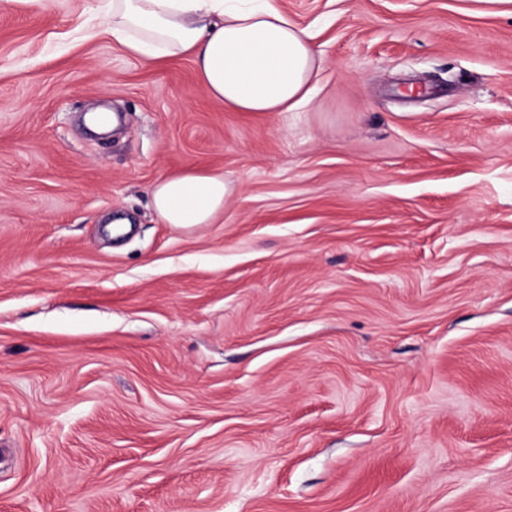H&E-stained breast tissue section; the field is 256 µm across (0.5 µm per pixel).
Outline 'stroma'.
Instances as JSON below:
<instances>
[{
  "instance_id": "stroma-1",
  "label": "stroma",
  "mask_w": 512,
  "mask_h": 512,
  "mask_svg": "<svg viewBox=\"0 0 512 512\" xmlns=\"http://www.w3.org/2000/svg\"><path fill=\"white\" fill-rule=\"evenodd\" d=\"M275 2L296 112L0 0V512H512V5ZM227 195L223 174L194 170L159 181L152 190V206L166 224H212L224 213Z\"/></svg>"
}]
</instances>
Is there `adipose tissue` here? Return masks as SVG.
<instances>
[{
	"label": "adipose tissue",
	"mask_w": 512,
	"mask_h": 512,
	"mask_svg": "<svg viewBox=\"0 0 512 512\" xmlns=\"http://www.w3.org/2000/svg\"><path fill=\"white\" fill-rule=\"evenodd\" d=\"M112 36L148 64L190 56L209 96L237 112H293L315 94L320 60L273 0H112ZM227 195L223 174L194 170L159 181L152 206L167 224H210Z\"/></svg>",
	"instance_id": "ef3b65f1"
}]
</instances>
